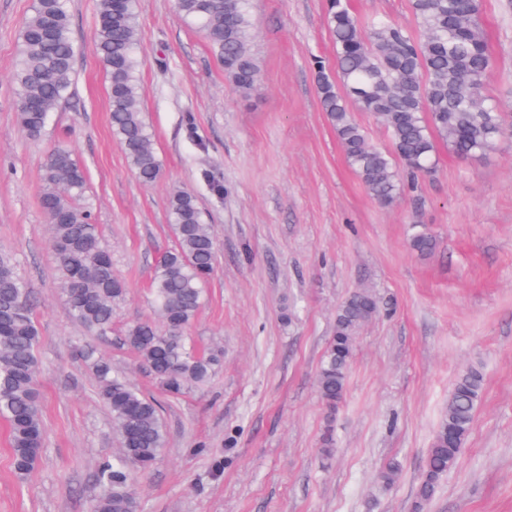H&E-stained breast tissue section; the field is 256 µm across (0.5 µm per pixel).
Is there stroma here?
<instances>
[{
  "mask_svg": "<svg viewBox=\"0 0 512 512\" xmlns=\"http://www.w3.org/2000/svg\"><path fill=\"white\" fill-rule=\"evenodd\" d=\"M325 4L251 0L259 76L243 95L175 0H139L141 111L162 166L146 185L111 131L95 0L69 2L77 84L36 140L17 124L13 81L33 0H0V252L35 301L46 428L38 464L20 479L0 423V512H89L98 463L119 453L72 348L89 339L161 408L166 446L136 477L139 512H415L426 452L469 365L484 373L473 428L424 512H512V129L484 159L439 148L434 173L381 207L320 107L315 69L336 71ZM483 25L495 59L485 93L512 114V0H486ZM56 146L85 168L86 204L125 284L104 336L72 316L49 245L41 173ZM177 189L196 197L216 242L187 335L223 357L209 385L170 397L122 333L155 317L150 276L175 245L168 199ZM418 231L435 237L432 255L410 249ZM363 288L381 308L357 336L332 410L317 392L319 361L337 308ZM327 431L335 447L325 460ZM392 461L401 473L388 485L381 472Z\"/></svg>",
  "mask_w": 512,
  "mask_h": 512,
  "instance_id": "stroma-1",
  "label": "stroma"
}]
</instances>
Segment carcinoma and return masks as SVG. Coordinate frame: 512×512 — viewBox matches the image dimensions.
Here are the masks:
<instances>
[{
    "label": "carcinoma",
    "mask_w": 512,
    "mask_h": 512,
    "mask_svg": "<svg viewBox=\"0 0 512 512\" xmlns=\"http://www.w3.org/2000/svg\"><path fill=\"white\" fill-rule=\"evenodd\" d=\"M249 0H175L177 12L197 25L232 87L250 92L259 67L250 48L254 23ZM419 28L382 18L363 29L349 0H329L328 27L336 47V77L318 66L322 111L336 131L349 167L370 196L389 206L431 173L438 147L461 159H483L496 150L506 116L485 94L494 64L482 19L469 0H410ZM137 0H97L93 47L109 79L112 131L131 169L145 184L161 175L152 136L139 109ZM77 45L68 0H34L21 30L13 74L17 121L30 138L42 135L48 116L71 96L76 81ZM369 114L387 132L391 150L373 145L351 108ZM84 168L63 148L53 150L42 170L41 206L48 216L58 278L75 319L88 331L112 330L116 303L126 289L116 274L93 212L85 204ZM175 246L156 264L150 279L159 322L129 324L123 344L167 395L175 397L208 384L221 351L199 352L186 330L198 316L204 287L215 269V238L193 194L173 192L168 204ZM426 257L436 248L428 232L409 240ZM368 290L348 296L336 311L334 334L321 360L316 386L329 407L342 402L356 338L379 312ZM39 330L33 301L23 288L13 258L0 253V420L6 424L15 475H29L44 447L45 425L39 391ZM81 356L95 372L99 400L109 409L120 443L117 460L98 464L100 492L91 512H138L135 473L150 470L165 447V429L155 399L144 395L112 369L91 345ZM483 389L476 367L463 370L448 395L427 449L416 488L422 508L456 465L472 429Z\"/></svg>",
    "instance_id": "cac0c4a2"
}]
</instances>
